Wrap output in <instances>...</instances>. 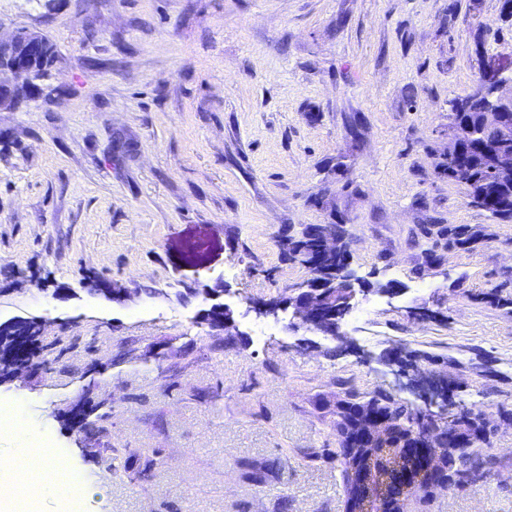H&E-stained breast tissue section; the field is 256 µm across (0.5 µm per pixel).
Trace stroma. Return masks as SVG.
I'll list each match as a JSON object with an SVG mask.
<instances>
[{
  "instance_id": "1",
  "label": "stroma",
  "mask_w": 512,
  "mask_h": 512,
  "mask_svg": "<svg viewBox=\"0 0 512 512\" xmlns=\"http://www.w3.org/2000/svg\"><path fill=\"white\" fill-rule=\"evenodd\" d=\"M17 28L58 60L0 112V323L44 320L52 366L0 385L24 429L1 451L50 444L95 484L108 466L64 421L86 399L113 447L158 452L150 482L112 477L86 512H346L333 405L393 392L377 359L396 353L493 428L465 451L477 480L406 512H512V222L438 171L476 42L512 67L499 0H0ZM339 222L364 286L342 338L249 312L305 280L289 232ZM422 224L485 240L427 266ZM190 289L223 290L236 335L210 336ZM245 459L279 466L257 485Z\"/></svg>"
}]
</instances>
